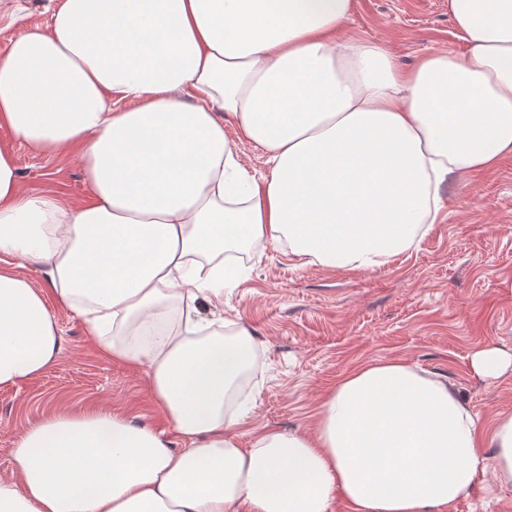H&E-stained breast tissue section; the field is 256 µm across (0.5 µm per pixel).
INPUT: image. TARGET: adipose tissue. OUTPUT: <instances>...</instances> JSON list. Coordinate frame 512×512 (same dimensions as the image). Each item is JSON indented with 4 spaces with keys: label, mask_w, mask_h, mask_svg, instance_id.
<instances>
[{
    "label": "adipose tissue",
    "mask_w": 512,
    "mask_h": 512,
    "mask_svg": "<svg viewBox=\"0 0 512 512\" xmlns=\"http://www.w3.org/2000/svg\"><path fill=\"white\" fill-rule=\"evenodd\" d=\"M353 9L61 0L0 52V126L45 154L78 149L89 188L76 205L31 192L0 145V254L44 282L0 268V387L56 364L50 290L102 352L145 370L177 436L123 411H51L16 440L0 512H334L340 497L447 512L486 479L512 485V413L482 427L446 379L400 360L347 373L308 432L266 427L242 448L249 408L224 414L254 356L247 328L209 330L235 274L225 252L284 242L309 265L381 268L436 222L447 183L512 154V0H448L467 52L410 67L384 43L337 41ZM240 160L242 164L257 177L260 175L269 176V165L266 163V156L260 150L249 143H239Z\"/></svg>",
    "instance_id": "1"
}]
</instances>
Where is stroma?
I'll return each mask as SVG.
<instances>
[{
    "mask_svg": "<svg viewBox=\"0 0 512 512\" xmlns=\"http://www.w3.org/2000/svg\"><path fill=\"white\" fill-rule=\"evenodd\" d=\"M0 50L17 35L46 29L61 0H8ZM342 38L384 42L406 66L462 43L448 0H355ZM27 189L69 202L88 193L77 152L44 154L0 128ZM436 224L387 266L336 270L304 264L287 246L231 252L241 268L224 284L225 333L247 328L256 344L244 394L253 427L311 430L321 398L354 366L401 359L452 383L481 421L512 412V373L487 381L470 369L487 346L512 349V155L444 192ZM57 364L22 387L0 388V480L16 477V439L52 409L123 410L172 434L151 401L143 370L112 361L85 336L81 319L56 298ZM449 512H512V487L490 483Z\"/></svg>",
    "mask_w": 512,
    "mask_h": 512,
    "instance_id": "stroma-1",
    "label": "stroma"
}]
</instances>
